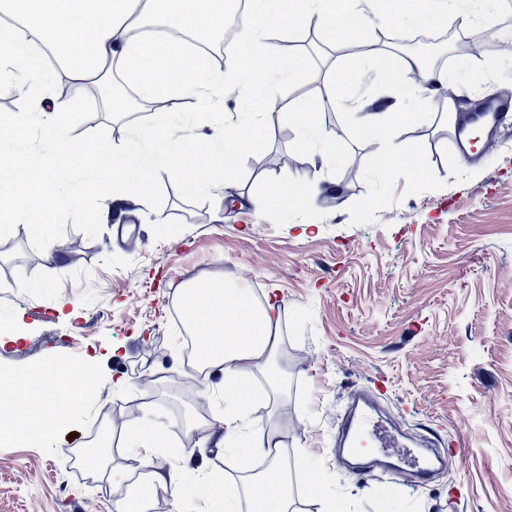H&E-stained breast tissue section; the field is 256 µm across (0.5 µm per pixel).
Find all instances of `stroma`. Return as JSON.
I'll use <instances>...</instances> for the list:
<instances>
[{
	"instance_id": "35a3bbf8",
	"label": "stroma",
	"mask_w": 512,
	"mask_h": 512,
	"mask_svg": "<svg viewBox=\"0 0 512 512\" xmlns=\"http://www.w3.org/2000/svg\"><path fill=\"white\" fill-rule=\"evenodd\" d=\"M399 36V25L370 13L358 32L367 59L340 89L338 108L325 111L324 75L344 65L346 47L304 23L270 37L268 56L291 46L305 71L280 82V110L264 115L267 135L238 160L228 190L189 193L174 170L155 168L149 206L114 208L103 219L93 203L84 223L59 216L53 261L26 224L0 222V374L63 360L99 372L86 409L44 445L0 441V512H115L139 484V457L122 441L138 417L165 428L149 470L179 479V503L162 500L152 512H198L199 473L219 486L239 480L218 446L224 404L212 395L224 375L186 361L173 329L182 292L201 277L257 287L279 307L276 362L287 386L276 394L256 376L246 426L256 444L269 427L283 434L294 512H448L454 496L457 512H512V111L490 151L467 159L442 111L444 94L430 95L432 119L403 128L411 170L376 175L351 103L412 111V98L374 62L408 56ZM448 69L468 80L459 113L476 101H512V57L491 44L453 51ZM142 110L136 122L112 114L98 87H87L70 135L90 141L105 129L122 145L132 128L165 120L154 105ZM288 112L338 134L339 164L299 148ZM312 184L322 189L315 205L294 202L292 189ZM158 211L165 223L155 222ZM19 321L25 334L13 344L6 329ZM361 389L380 390L403 434L436 448L458 444L460 458L420 487L407 472L352 474L334 442ZM98 432L111 443L105 468L72 467ZM114 471L121 482H112Z\"/></svg>"
}]
</instances>
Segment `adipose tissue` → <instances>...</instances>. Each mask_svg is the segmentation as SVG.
<instances>
[{"label":"adipose tissue","instance_id":"1","mask_svg":"<svg viewBox=\"0 0 512 512\" xmlns=\"http://www.w3.org/2000/svg\"><path fill=\"white\" fill-rule=\"evenodd\" d=\"M255 9L235 25L238 45L247 50L241 64L224 72L193 53L168 31L158 40L140 38L149 20L176 14L181 24L197 33L223 30L224 0H0V15L22 21V28L0 24V82L25 90L30 104L18 113L0 114V128L13 134L0 139V213L25 219L31 230L46 237V214L67 212L81 218L87 200L102 203L135 199L147 204L154 168L177 171L190 192H212L232 186L236 159L256 144L262 113L272 111L273 86L302 68L299 56L287 53L266 57L261 46L269 33L287 26L293 16L330 35L349 37L364 17L354 0H255ZM84 51L75 54V41ZM56 43L65 55L59 68L40 62V46ZM384 70L395 74L400 94L418 99V119L429 117L423 95L442 77L418 57L384 59ZM117 75L132 87V94L112 95L111 112L129 110L131 96H139L166 114L159 130H135L123 148L111 147L107 133L94 141L69 137L71 111L80 92L104 76ZM237 94L245 105L246 136L225 139L220 116L224 96ZM185 97L195 98L199 113L184 117L172 108ZM404 114L369 115L358 126L374 145L378 169L404 156ZM39 129L44 145H30V129ZM184 317L195 327L205 348L199 357L203 369L224 374L225 441L238 447L244 434L241 423L247 405L241 387L255 374H265L273 392L282 385L271 368L277 353L280 311L277 304H256L250 289L218 286L209 294L180 299ZM95 370L74 366L45 377L30 373L16 378L17 401L0 410V431L29 440L49 436L73 419L82 397L97 385ZM268 462L255 473L248 454H241L239 481L215 494L208 478L200 480L201 512H291L292 482L284 462L285 448L278 430H268L259 450Z\"/></svg>","mask_w":512,"mask_h":512}]
</instances>
